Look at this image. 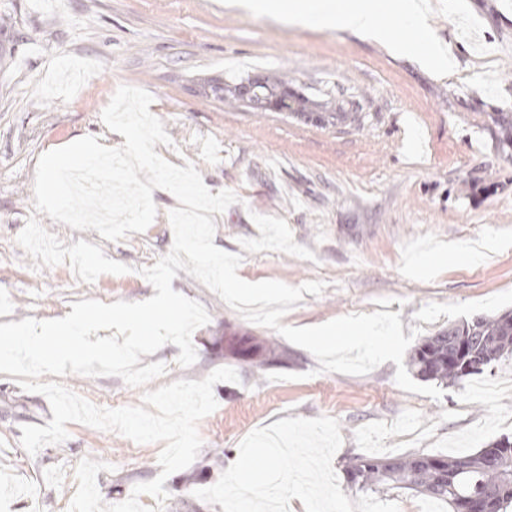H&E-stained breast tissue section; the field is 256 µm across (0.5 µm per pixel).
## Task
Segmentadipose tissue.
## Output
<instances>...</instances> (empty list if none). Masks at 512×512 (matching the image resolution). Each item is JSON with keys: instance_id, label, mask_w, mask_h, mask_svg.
I'll list each match as a JSON object with an SVG mask.
<instances>
[{"instance_id": "1", "label": "adipose tissue", "mask_w": 512, "mask_h": 512, "mask_svg": "<svg viewBox=\"0 0 512 512\" xmlns=\"http://www.w3.org/2000/svg\"><path fill=\"white\" fill-rule=\"evenodd\" d=\"M258 7L288 13L309 26L335 25L376 42H388L400 57L449 73L454 55L433 37L426 0H256ZM407 35L394 41L393 26Z\"/></svg>"}]
</instances>
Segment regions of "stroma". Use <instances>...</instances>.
Masks as SVG:
<instances>
[{"mask_svg": "<svg viewBox=\"0 0 512 512\" xmlns=\"http://www.w3.org/2000/svg\"><path fill=\"white\" fill-rule=\"evenodd\" d=\"M226 2L0 0V324L61 318L84 299L154 296L141 270L172 248L173 194L154 190V223L117 242L34 209L40 155L85 136L121 146L101 113L122 85L152 95L149 110L172 140L156 144L157 153L179 167L192 163L211 192L237 195L214 214L213 243L241 255L242 279L324 283L283 324L392 312L403 331L417 327L426 337L512 310V148L497 120L512 113V0H429L430 24L459 62L447 76L336 28L292 25ZM272 73L287 75L289 98L331 94L357 121L323 126L273 107L230 108L209 87L213 79ZM33 216L65 244L101 246L129 273L85 286L69 263L34 267L17 243ZM474 240L496 247L475 261L418 264L422 251ZM172 287L201 303L210 321L192 335L193 365L179 366L170 343L142 356V364L167 366L147 389L199 381L220 367L239 380L215 385L218 407L198 424L202 448L167 478L164 512H223L195 490L217 482L249 433L286 418L338 420L343 443L332 465L353 500L359 492L346 469L355 458L473 453L512 437V358L442 385L436 401L402 390L391 361L364 375L319 372L309 351L249 322L185 271ZM234 335L283 356L255 366L229 354ZM60 382L103 408L139 405L147 390L116 376L69 374ZM52 417L44 395L0 373V512H68L85 458L111 466L97 475L108 505L160 473L161 444L81 423L68 424L65 442L28 454L22 426L43 427Z\"/></svg>", "mask_w": 512, "mask_h": 512, "instance_id": "stroma-1", "label": "stroma"}]
</instances>
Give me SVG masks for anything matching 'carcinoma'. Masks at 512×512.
Segmentation results:
<instances>
[{
  "label": "carcinoma",
  "mask_w": 512,
  "mask_h": 512,
  "mask_svg": "<svg viewBox=\"0 0 512 512\" xmlns=\"http://www.w3.org/2000/svg\"><path fill=\"white\" fill-rule=\"evenodd\" d=\"M288 84L275 76L263 83L238 82L224 86V102H246L252 109L265 108L268 91ZM502 315L480 316L425 338L412 351L408 365L418 376L442 383L458 382L482 372L481 356L487 349L499 353L503 360L512 354V334L501 326ZM468 336V362L448 353V337ZM228 352L250 354L254 345L249 337H232ZM493 454L499 465L485 464V455ZM349 482L360 491L407 488L429 498L443 500L453 510L464 499L497 490L498 496L488 503L489 512H506L512 505V438L503 437L479 451L461 456L411 455L388 460L357 458L347 467Z\"/></svg>",
  "instance_id": "obj_1"
}]
</instances>
